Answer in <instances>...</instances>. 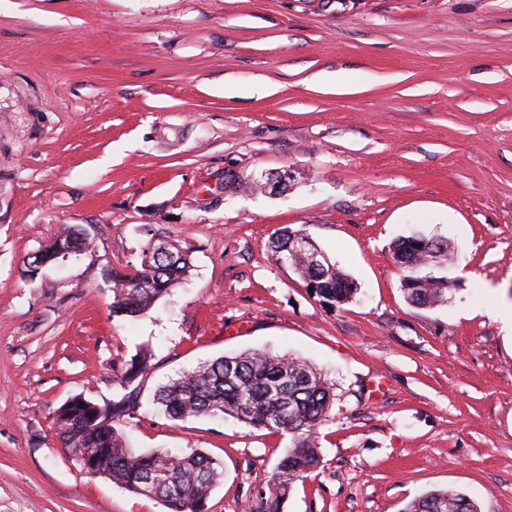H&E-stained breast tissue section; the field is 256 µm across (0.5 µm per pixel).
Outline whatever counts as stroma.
Here are the masks:
<instances>
[{"label": "stroma", "instance_id": "stroma-1", "mask_svg": "<svg viewBox=\"0 0 512 512\" xmlns=\"http://www.w3.org/2000/svg\"><path fill=\"white\" fill-rule=\"evenodd\" d=\"M289 175L277 193L275 172ZM91 251L28 277L64 227ZM190 281L112 313L145 228ZM300 230L359 288L319 302L271 242ZM454 252L444 306H411L391 244ZM512 0H0V512H167L86 474L55 435L112 365L145 395L215 357L294 354L335 385L322 463L280 512H401L454 488L512 512ZM137 450L198 449L205 512H249L288 437L144 404Z\"/></svg>", "mask_w": 512, "mask_h": 512}]
</instances>
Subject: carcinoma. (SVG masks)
<instances>
[{"instance_id":"obj_1","label":"carcinoma","mask_w":512,"mask_h":512,"mask_svg":"<svg viewBox=\"0 0 512 512\" xmlns=\"http://www.w3.org/2000/svg\"><path fill=\"white\" fill-rule=\"evenodd\" d=\"M60 238L68 255L77 256L92 249L95 235L72 225ZM272 247L277 259L288 262L324 305L342 306L356 295L353 279L325 253H320V266L309 263L306 251L317 246L302 231L282 228ZM392 254L403 271L401 290L409 304L434 307L448 301V277L442 274L448 267V242L418 234L403 236L393 242ZM191 267L189 252L174 242H167L164 251L146 243L134 272L104 270L103 278L112 284V313L136 317L148 312L188 280ZM150 370L144 353L114 363L113 380L124 394L112 402L110 414L99 412L96 403L84 396H74L55 412L57 436L72 453L89 457L90 475H103L138 495L150 483L155 499L169 512H203L223 477L221 461L201 451L156 448L137 453L124 430V423L141 408L143 382ZM334 400V383L307 361L250 350L208 361L159 386L152 398L173 421L229 416L248 427L289 437L291 445L267 488L257 491L252 512H280L293 485L320 468L318 429L328 421ZM445 501L453 512H480L476 502L452 488L424 493L408 502L403 512H437Z\"/></svg>"}]
</instances>
